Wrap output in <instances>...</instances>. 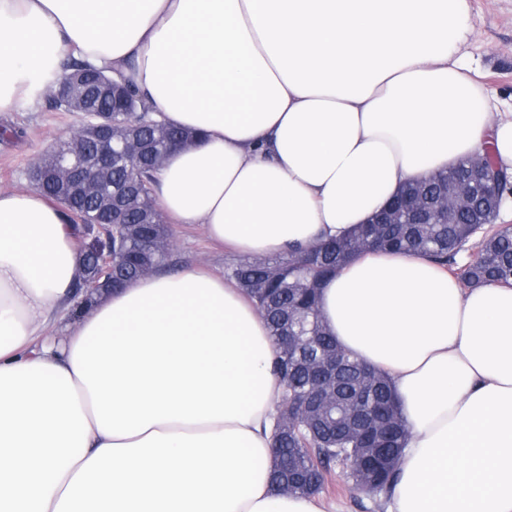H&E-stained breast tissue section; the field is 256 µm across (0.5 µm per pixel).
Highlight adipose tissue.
Segmentation results:
<instances>
[{"label": "adipose tissue", "mask_w": 512, "mask_h": 512, "mask_svg": "<svg viewBox=\"0 0 512 512\" xmlns=\"http://www.w3.org/2000/svg\"><path fill=\"white\" fill-rule=\"evenodd\" d=\"M471 33L469 0H0V112L33 108L78 52L199 132L156 175L162 211L268 256L485 146L512 173V113L474 79ZM78 277L59 205L1 191L0 512H322L270 489L283 385L239 288L154 273L48 335ZM319 310L409 426L387 512H512V286L371 251Z\"/></svg>", "instance_id": "adipose-tissue-1"}]
</instances>
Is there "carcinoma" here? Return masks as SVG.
Wrapping results in <instances>:
<instances>
[{"mask_svg": "<svg viewBox=\"0 0 512 512\" xmlns=\"http://www.w3.org/2000/svg\"><path fill=\"white\" fill-rule=\"evenodd\" d=\"M76 73L83 74L89 85L88 91L81 93L78 113L93 115L102 123L111 121L122 131L136 130L144 141H152L159 120L134 90L124 85L119 97L101 93L99 85L114 83L112 76L75 55L70 56L57 84L69 83ZM70 149L69 142L60 141L43 154L44 176L35 189L61 206L76 239L82 242L78 253L94 249L112 252V279L126 284L140 278L145 269L155 273L166 268L172 230L157 206L154 180L163 145L140 160L117 156L97 189L74 197L68 196L65 180L56 173L57 156ZM134 166L138 167L140 192L128 200L120 223L112 225V236L106 238L96 233L97 214L105 197L117 192ZM467 176L466 164L460 162L426 180L408 183L398 193L417 188L430 196L438 195L451 184L464 183ZM382 228L387 249L429 256L464 288L512 281V226L497 224L494 205L478 201L449 224H384ZM364 231L365 225L359 224L346 238L321 241L275 260L242 259L224 270V277L249 297L264 319L273 345L272 369L284 385L277 404L280 418L274 432L271 471V484L282 494L321 493L327 474L357 455L360 448L378 449L389 465L380 469L376 460L364 461L356 470L353 490L385 495L395 478L409 429L390 380L340 348L322 323L318 309L322 283L361 253ZM469 244L472 252L468 259L458 261ZM288 331L300 339L290 352L279 345L280 337ZM332 355L341 362L336 379L311 381L305 362ZM352 409L384 431L373 439L359 433L348 419Z\"/></svg>", "mask_w": 512, "mask_h": 512, "instance_id": "cac0c4a2", "label": "carcinoma"}]
</instances>
